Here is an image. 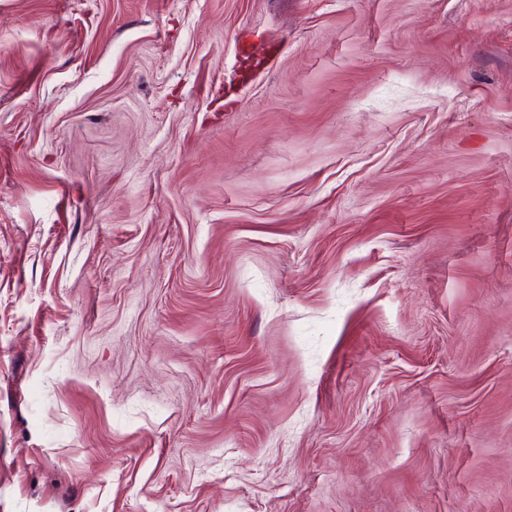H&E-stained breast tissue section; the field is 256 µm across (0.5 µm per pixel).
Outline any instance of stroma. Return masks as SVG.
I'll return each mask as SVG.
<instances>
[{"label": "stroma", "instance_id": "obj_1", "mask_svg": "<svg viewBox=\"0 0 512 512\" xmlns=\"http://www.w3.org/2000/svg\"><path fill=\"white\" fill-rule=\"evenodd\" d=\"M0 512H512V0H0Z\"/></svg>", "mask_w": 512, "mask_h": 512}]
</instances>
